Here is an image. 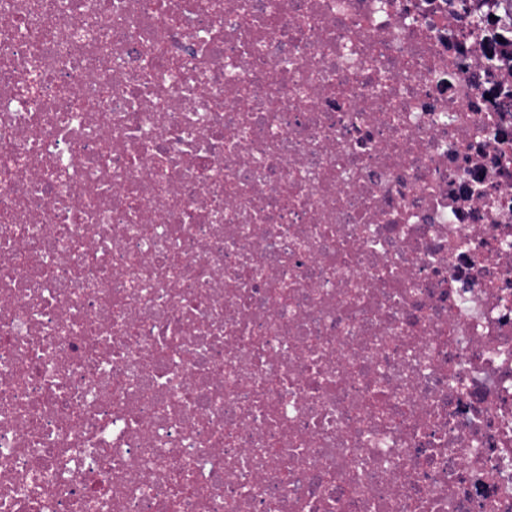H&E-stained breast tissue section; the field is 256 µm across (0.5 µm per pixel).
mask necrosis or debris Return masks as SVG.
<instances>
[{
  "label": "necrosis or debris",
  "mask_w": 512,
  "mask_h": 512,
  "mask_svg": "<svg viewBox=\"0 0 512 512\" xmlns=\"http://www.w3.org/2000/svg\"><path fill=\"white\" fill-rule=\"evenodd\" d=\"M0 512H512V5L0 0Z\"/></svg>",
  "instance_id": "obj_1"
}]
</instances>
